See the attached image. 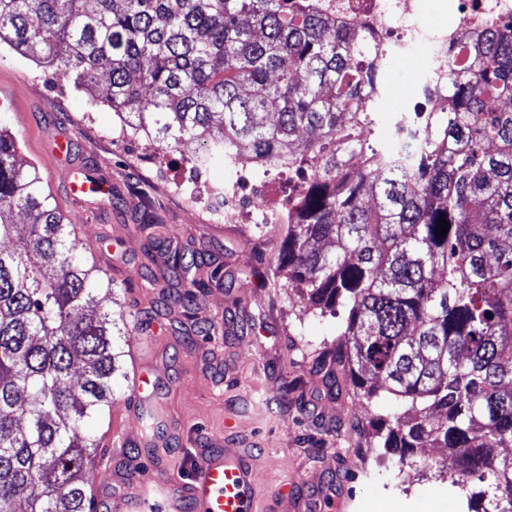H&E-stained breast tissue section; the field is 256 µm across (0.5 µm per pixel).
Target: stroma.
I'll use <instances>...</instances> for the list:
<instances>
[{
  "label": "stroma",
  "instance_id": "stroma-1",
  "mask_svg": "<svg viewBox=\"0 0 512 512\" xmlns=\"http://www.w3.org/2000/svg\"><path fill=\"white\" fill-rule=\"evenodd\" d=\"M430 70L412 57L386 67V100L374 107L377 141L390 142L403 113L423 104L419 88ZM0 123L17 134L20 159L38 168L88 257L111 278L115 294L101 310L141 327L139 360L160 389L153 410L143 411L133 381L118 380L109 423L91 426L101 443L90 480L103 512H124L113 490L186 480L198 446L223 441L228 429L256 457L260 499L339 483V507L323 512H461L446 449L429 451L441 471L403 470L376 447L371 428L352 430L360 403L329 393L313 366L335 346L341 321L273 286L279 241L268 227L204 223L148 180L133 151L113 150L107 133L121 126L116 112L4 46ZM59 133L69 135L71 150L56 160L45 144ZM77 174L103 184L104 193L69 199L66 184ZM169 234L175 246L222 267L189 310L168 301L181 275L154 242ZM202 324L212 326L210 338L197 336ZM154 429L162 440L156 454H136Z\"/></svg>",
  "mask_w": 512,
  "mask_h": 512
}]
</instances>
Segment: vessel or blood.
Wrapping results in <instances>:
<instances>
[{
    "instance_id": "1",
    "label": "vessel or blood",
    "mask_w": 512,
    "mask_h": 512,
    "mask_svg": "<svg viewBox=\"0 0 512 512\" xmlns=\"http://www.w3.org/2000/svg\"><path fill=\"white\" fill-rule=\"evenodd\" d=\"M255 471L252 454L231 449L202 448L187 482L159 487L168 512H256L253 492Z\"/></svg>"
}]
</instances>
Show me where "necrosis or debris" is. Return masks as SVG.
<instances>
[{
    "instance_id": "1",
    "label": "necrosis or debris",
    "mask_w": 512,
    "mask_h": 512,
    "mask_svg": "<svg viewBox=\"0 0 512 512\" xmlns=\"http://www.w3.org/2000/svg\"><path fill=\"white\" fill-rule=\"evenodd\" d=\"M310 7L345 25H356L378 50L379 60L421 56L444 70L448 58L463 43L475 42L488 23H512V0H448V18L432 25L426 20V0H307ZM233 179L214 183L202 179L199 161L175 190L176 196L210 224H281L287 205L264 199L262 188L245 192L257 161L235 156L226 163Z\"/></svg>"
}]
</instances>
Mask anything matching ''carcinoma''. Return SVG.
I'll list each match as a JSON object with an SVG mask.
<instances>
[{
    "instance_id": "obj_1",
    "label": "carcinoma",
    "mask_w": 512,
    "mask_h": 512,
    "mask_svg": "<svg viewBox=\"0 0 512 512\" xmlns=\"http://www.w3.org/2000/svg\"><path fill=\"white\" fill-rule=\"evenodd\" d=\"M2 43L129 129L200 146L205 168L237 153L308 171L275 264L308 304L347 312L328 389L352 387L400 465L432 470L417 449L446 448L460 486L491 489L481 512H512V26L448 65L447 97L379 148L362 139L376 113L358 111L383 100L375 50L290 0H0ZM72 235L0 129V512H97L88 423L128 378V329L92 309L112 281ZM197 255L168 261L187 274ZM203 287L184 278L175 302ZM385 394L407 413H375Z\"/></svg>"
}]
</instances>
